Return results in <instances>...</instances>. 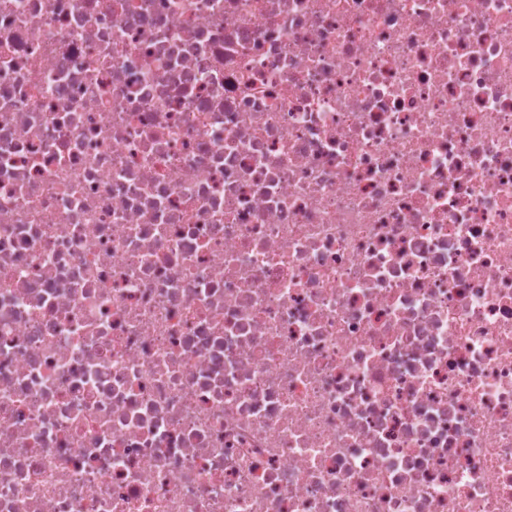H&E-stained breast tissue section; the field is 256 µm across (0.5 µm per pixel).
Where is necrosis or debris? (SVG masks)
I'll return each instance as SVG.
<instances>
[{
    "instance_id": "obj_1",
    "label": "necrosis or debris",
    "mask_w": 512,
    "mask_h": 512,
    "mask_svg": "<svg viewBox=\"0 0 512 512\" xmlns=\"http://www.w3.org/2000/svg\"><path fill=\"white\" fill-rule=\"evenodd\" d=\"M0 512H512V0H0Z\"/></svg>"
}]
</instances>
